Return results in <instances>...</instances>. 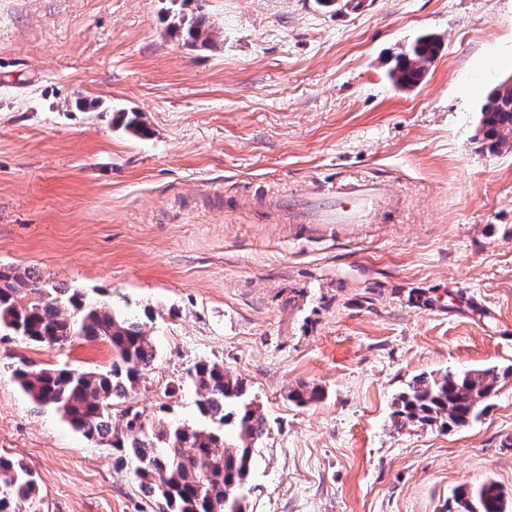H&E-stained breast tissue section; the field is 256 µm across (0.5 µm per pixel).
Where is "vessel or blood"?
Segmentation results:
<instances>
[{
  "mask_svg": "<svg viewBox=\"0 0 512 512\" xmlns=\"http://www.w3.org/2000/svg\"><path fill=\"white\" fill-rule=\"evenodd\" d=\"M284 204L295 223L331 229L371 223L384 209L386 193L373 182H350L338 185L330 196L311 197L302 202L288 198Z\"/></svg>",
  "mask_w": 512,
  "mask_h": 512,
  "instance_id": "vessel-or-blood-1",
  "label": "vessel or blood"
}]
</instances>
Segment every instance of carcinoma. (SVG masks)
<instances>
[{
    "mask_svg": "<svg viewBox=\"0 0 512 512\" xmlns=\"http://www.w3.org/2000/svg\"><path fill=\"white\" fill-rule=\"evenodd\" d=\"M191 17L178 15L171 24L186 44L211 43L206 15L195 6ZM440 49L430 35L416 39L409 58L398 56L389 72L401 88L417 85ZM495 85L480 109V125L488 148L498 151L512 135V91ZM37 295L39 299L26 301ZM21 336L48 347L74 339L102 340L112 350L106 372L80 371L68 366L36 368L27 362L13 371L21 390L34 402L52 406L88 440L111 438L113 463H135L134 475L144 493L159 498L164 512H244L243 489L250 475L255 443L267 432V420L247 398L244 381L207 360L186 369L185 381L199 396L197 408L206 424L192 427L170 422L154 429L143 413L122 410L124 430L112 431V408L143 376L156 358L155 348L138 322L118 318L77 290L40 284L32 271L0 267V334ZM500 373L493 368L462 375L414 377L397 398L393 412L399 427L440 422L464 428L476 419L482 404L497 388ZM316 386L300 385L288 398L299 405L320 400ZM233 431L237 444L228 446ZM37 485L19 462L0 457V512H37ZM461 512H512V501L493 480L462 488L455 497Z\"/></svg>",
    "mask_w": 512,
    "mask_h": 512,
    "instance_id": "carcinoma-1",
    "label": "carcinoma"
}]
</instances>
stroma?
Masks as SVG:
<instances>
[{
  "mask_svg": "<svg viewBox=\"0 0 512 512\" xmlns=\"http://www.w3.org/2000/svg\"><path fill=\"white\" fill-rule=\"evenodd\" d=\"M0 0V265L139 321L157 358L126 398L199 423L197 360L243 378L267 418L246 512H454L512 494V149L480 107L512 75V0ZM424 33L423 80L389 79ZM137 113L146 134L127 131ZM387 182L374 223L310 232L280 196ZM104 370L106 342L0 335V456L40 512H159L108 440L19 389L20 362ZM497 369L463 429L393 424L413 377ZM304 383L323 391L306 406ZM195 9L198 11L195 15H178L177 19L171 24V28L175 34L184 40L190 46H196L200 41V45L210 44L211 34L208 32L206 25L207 18L204 12L199 11V1L196 0ZM457 508L463 512H511L512 501L493 480L475 488H461L455 497Z\"/></svg>",
  "mask_w": 512,
  "mask_h": 512,
  "instance_id": "stroma-1",
  "label": "stroma"
}]
</instances>
